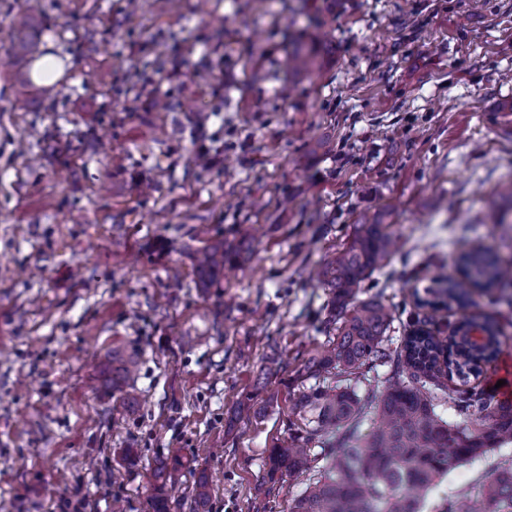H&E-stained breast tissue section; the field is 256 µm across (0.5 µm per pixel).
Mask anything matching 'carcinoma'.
<instances>
[{
  "label": "carcinoma",
  "mask_w": 512,
  "mask_h": 512,
  "mask_svg": "<svg viewBox=\"0 0 512 512\" xmlns=\"http://www.w3.org/2000/svg\"><path fill=\"white\" fill-rule=\"evenodd\" d=\"M32 27L29 17H21L13 48L31 52ZM316 60V52L299 43L288 51V68L295 72L310 69ZM510 217L511 179L499 187L486 219L506 224ZM252 246V238L243 236L204 247L198 274L209 277L244 261ZM394 247L390 225L357 224L348 243L322 269L332 293L328 324L336 335L325 353L303 361L288 380L286 437L273 442L264 463L273 484L287 475L307 476L306 489L288 500L286 512H422L431 488L449 470L512 443V403L467 385L469 375H479L499 353L502 329L495 319L466 317L441 339L427 318L418 317L401 346L393 349L387 343L394 308L378 295L362 299L360 294L389 265ZM454 266L455 273L435 280L440 302L465 305L476 294L503 296L512 288V239L466 250L454 258ZM472 323L485 333L479 348L460 335ZM380 367L387 373L379 374ZM134 370L132 360L112 361V388L121 389ZM444 376H456L462 385L450 386ZM321 377L331 378V384L307 385ZM440 402L462 420H444L436 411ZM259 415L256 394L243 392L234 419ZM320 445L327 465L315 476L313 451ZM185 467L178 457L162 464L154 512H170L167 492L182 484ZM441 512H512V467L446 502Z\"/></svg>",
  "instance_id": "cac0c4a2"
}]
</instances>
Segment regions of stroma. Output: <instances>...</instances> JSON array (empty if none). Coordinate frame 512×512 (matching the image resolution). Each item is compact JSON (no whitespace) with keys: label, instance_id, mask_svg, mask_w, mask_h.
Wrapping results in <instances>:
<instances>
[{"label":"stroma","instance_id":"35a3bbf8","mask_svg":"<svg viewBox=\"0 0 512 512\" xmlns=\"http://www.w3.org/2000/svg\"><path fill=\"white\" fill-rule=\"evenodd\" d=\"M126 6L0 0V512H152L156 464L176 452L209 476L210 512H284L306 482L265 480L286 410L268 397L326 347L316 273L371 218L400 240L363 291L397 305L392 345L418 314L442 335L493 315L501 351L474 383L495 395L512 306L416 300L454 255L512 236L485 221L512 178V0ZM21 9L37 55L63 63L23 101ZM297 36L322 42L304 75L285 66ZM204 68L210 82H191ZM243 235L259 240L248 259L198 281L197 250ZM109 355L137 360L135 403L113 396ZM255 387L264 417L233 421ZM509 466L512 444L459 464L423 512Z\"/></svg>","mask_w":512,"mask_h":512}]
</instances>
